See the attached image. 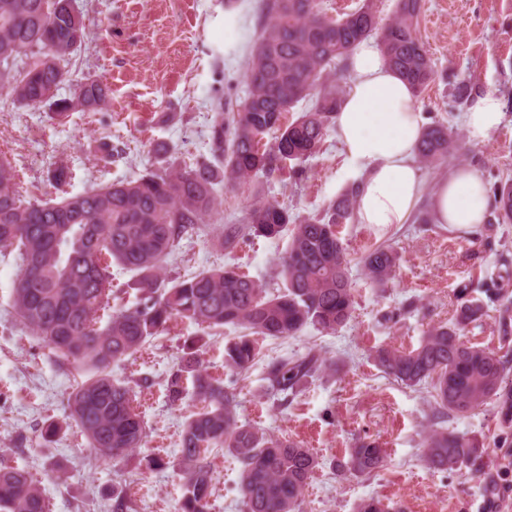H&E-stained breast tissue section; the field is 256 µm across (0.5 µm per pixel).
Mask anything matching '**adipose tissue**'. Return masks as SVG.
Segmentation results:
<instances>
[{"label":"adipose tissue","mask_w":512,"mask_h":512,"mask_svg":"<svg viewBox=\"0 0 512 512\" xmlns=\"http://www.w3.org/2000/svg\"><path fill=\"white\" fill-rule=\"evenodd\" d=\"M351 73L336 134L360 170V223L386 228L407 223L428 191L438 223L467 230L484 223L491 199L474 169L456 167L434 190H427L415 162L421 122L407 82L365 42L352 52ZM503 119L498 95L478 97L464 117L470 142H484Z\"/></svg>","instance_id":"ef3b65f1"}]
</instances>
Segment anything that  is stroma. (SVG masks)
I'll list each match as a JSON object with an SVG mask.
<instances>
[{
	"label": "stroma",
	"mask_w": 512,
	"mask_h": 512,
	"mask_svg": "<svg viewBox=\"0 0 512 512\" xmlns=\"http://www.w3.org/2000/svg\"><path fill=\"white\" fill-rule=\"evenodd\" d=\"M90 41L79 54L75 79L97 78L112 89L106 111L74 113L66 124L44 112L0 108V153L20 171L22 194L48 199L55 190L46 171L56 156L69 159L73 178L68 192L133 179L149 167L156 143L174 147L185 160L209 156V104L216 95L239 100L252 63L255 0H83ZM419 37L439 73L415 99L420 116H431L463 130L461 112H450L446 76L472 79L504 102L503 123L479 144L465 143L457 165L473 167L494 184L512 175V0H425ZM175 113L173 122L160 121ZM125 146L123 157L104 162L91 152L94 139ZM359 180L335 134L306 164L302 179L258 177L225 185L219 216L242 219L256 197L288 203L303 214L315 213ZM341 237L352 261L355 296L350 321L336 332L314 327L294 337L259 341L260 354L246 372L224 367V347L233 328L204 333L185 320L171 321L140 352L111 366L128 382L149 377V389L137 392L145 422L142 448L113 464L96 459L79 428L67 424L70 392L92 374L88 364L64 362L12 316L15 266L0 260V462L26 468L41 489L49 512H112V488L121 486L128 512H155L163 504L176 512L181 497L178 464L183 425L192 403L170 405L166 381L185 346L196 345L211 375L232 384L240 423L303 443L319 466L306 486L302 512H357L376 497L397 512H512V447H497L503 431L494 404L447 421L449 430L483 439L486 454L478 477L468 468L434 472L420 460L432 423L427 387L408 388L385 376L374 352L391 346L418 347L431 326L449 323L460 285L484 298L492 279L512 270V224L480 227L476 232L443 224H401L388 230L370 224H346ZM287 240L258 239L226 253L213 235L184 240L168 271L189 275L231 264L255 280L280 286L277 262ZM386 244L400 261L390 288L365 279L357 261L370 246ZM316 349L336 364L315 375L296 396L278 401L266 391L267 369L283 357ZM63 428L53 442L40 431L48 421ZM360 438L380 443L386 463L366 477L333 470ZM161 460L147 469L145 457ZM213 481L210 512H243L241 466L227 450L210 453Z\"/></svg>",
	"instance_id": "stroma-1"
}]
</instances>
